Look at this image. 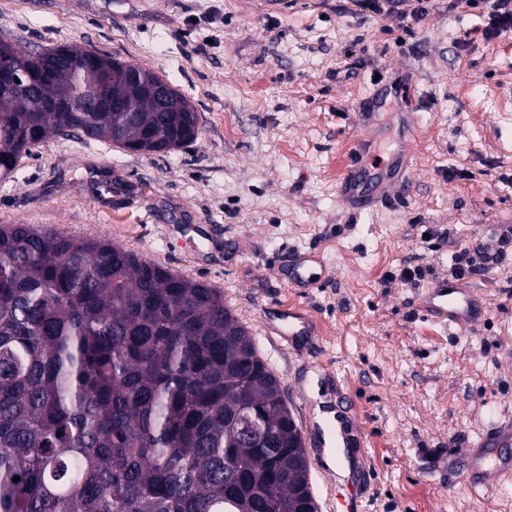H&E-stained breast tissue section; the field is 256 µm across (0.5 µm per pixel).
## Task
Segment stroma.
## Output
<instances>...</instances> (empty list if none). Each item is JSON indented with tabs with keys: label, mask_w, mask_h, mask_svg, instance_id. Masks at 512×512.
<instances>
[{
	"label": "stroma",
	"mask_w": 512,
	"mask_h": 512,
	"mask_svg": "<svg viewBox=\"0 0 512 512\" xmlns=\"http://www.w3.org/2000/svg\"><path fill=\"white\" fill-rule=\"evenodd\" d=\"M417 8L399 0L395 20L353 0H0L16 48L76 44L143 66L200 119L197 140L165 154L52 138L0 180V225L108 240L219 289L299 426L312 403L342 401L363 445L358 512H512V467L477 487L465 473L512 426V246L468 278L485 308L475 328L419 311L456 253L496 249L495 228L512 224V33L485 40L463 2L430 0L421 20ZM374 129L384 143L366 168L389 166L401 139L409 182L350 209L345 163ZM307 252L322 264L297 288L288 266ZM286 307L312 319L308 341L266 323Z\"/></svg>",
	"instance_id": "35a3bbf8"
}]
</instances>
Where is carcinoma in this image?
Listing matches in <instances>:
<instances>
[{"mask_svg":"<svg viewBox=\"0 0 512 512\" xmlns=\"http://www.w3.org/2000/svg\"><path fill=\"white\" fill-rule=\"evenodd\" d=\"M113 57L83 69L15 50L21 81L0 93V178L60 134L160 153L197 140L178 90L138 85L120 110L57 112L96 95ZM267 431L245 442L237 400ZM19 480H13V477ZM301 428L220 291L108 241L0 225V512H306Z\"/></svg>","mask_w":512,"mask_h":512,"instance_id":"1","label":"carcinoma"}]
</instances>
